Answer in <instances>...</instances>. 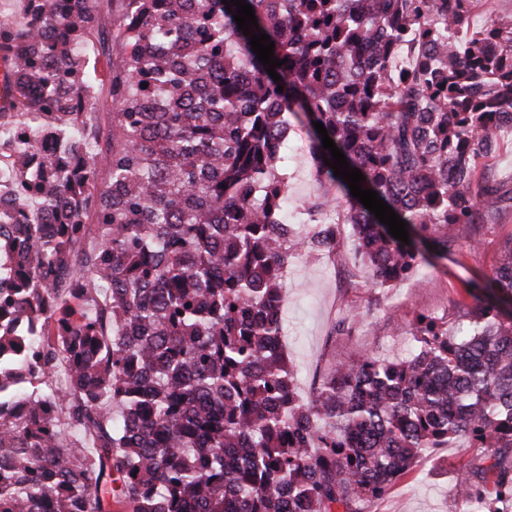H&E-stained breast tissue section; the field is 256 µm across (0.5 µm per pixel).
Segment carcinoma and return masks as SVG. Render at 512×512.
<instances>
[{
	"mask_svg": "<svg viewBox=\"0 0 512 512\" xmlns=\"http://www.w3.org/2000/svg\"><path fill=\"white\" fill-rule=\"evenodd\" d=\"M246 3L279 81L237 6L128 0L106 154L72 105L95 89L76 53L91 0H26L24 25L0 22L11 124L31 133L0 139V512H367L459 436L486 449L459 480L468 512H502L512 236L464 322L420 318L410 358L358 353L304 404L278 303L308 237L279 219L276 140L305 117L326 193L302 215L337 205L381 284L398 280L448 255L454 225L512 213V187L478 175L512 115V23L470 30L473 0ZM315 122L410 244L334 176ZM46 130L61 154L33 169ZM317 233L336 248L337 224Z\"/></svg>",
	"mask_w": 512,
	"mask_h": 512,
	"instance_id": "carcinoma-1",
	"label": "carcinoma"
}]
</instances>
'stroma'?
Listing matches in <instances>:
<instances>
[{
	"mask_svg": "<svg viewBox=\"0 0 512 512\" xmlns=\"http://www.w3.org/2000/svg\"><path fill=\"white\" fill-rule=\"evenodd\" d=\"M126 13V0H103L94 38L101 67L89 112L95 125L106 130L112 126L113 107L107 64L120 62L125 53ZM287 167L288 200L281 219L296 224L302 206L322 198L324 188L309 150L289 144ZM455 233L456 247L448 257L423 265L388 288L367 284L368 271L347 224L333 252L289 261L282 327L301 400H308L321 379L352 353L386 360L409 354L416 347L410 334L416 318L455 321L460 304L473 301V281L490 274L501 242L512 236V214L479 226L459 224ZM354 311L361 317L356 324L348 321ZM482 457V449L462 442L427 452L385 496L369 503L368 512H464L456 484L460 473Z\"/></svg>",
	"mask_w": 512,
	"mask_h": 512,
	"instance_id": "stroma-1",
	"label": "stroma"
}]
</instances>
